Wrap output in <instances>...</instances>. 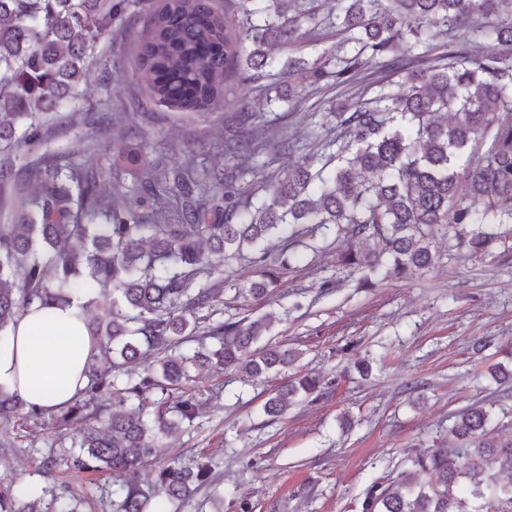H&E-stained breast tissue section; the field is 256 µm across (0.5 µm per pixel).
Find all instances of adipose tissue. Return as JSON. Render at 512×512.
Returning <instances> with one entry per match:
<instances>
[{"mask_svg":"<svg viewBox=\"0 0 512 512\" xmlns=\"http://www.w3.org/2000/svg\"><path fill=\"white\" fill-rule=\"evenodd\" d=\"M89 297L83 288L76 302L32 306L0 336V391L43 408L79 396L93 347L82 308Z\"/></svg>","mask_w":512,"mask_h":512,"instance_id":"ef3b65f1","label":"adipose tissue"}]
</instances>
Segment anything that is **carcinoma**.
<instances>
[{
  "label": "carcinoma",
  "mask_w": 512,
  "mask_h": 512,
  "mask_svg": "<svg viewBox=\"0 0 512 512\" xmlns=\"http://www.w3.org/2000/svg\"><path fill=\"white\" fill-rule=\"evenodd\" d=\"M321 2L292 0L289 14L285 0H0V335L33 304L68 303L77 288L94 292L84 309L104 310L87 317V385L62 408L80 438L46 449L30 441L28 461L47 482L1 479L0 512H86L92 501L102 512H161L162 501L188 500L213 481L216 464L175 458L143 479L162 440L198 417L188 394L195 375L232 369L255 381L302 352L259 345L272 328L263 317L193 320L223 292L212 255L228 263L251 253L258 278L235 296L260 301L296 257H273L265 242L291 241L300 225L344 235L338 265L363 272L368 286L432 267L439 230L475 253L512 233L486 231L512 224V0H337L327 15ZM136 3L148 20L134 38L143 88L134 111L66 115L72 126L117 129L112 169L133 172L135 187L106 192L93 147L80 163L45 147L59 108L111 77L98 45L123 32ZM475 15L487 18L478 30L487 48L468 55L453 37ZM270 45L283 56H270ZM368 68L399 80L305 113L313 145L304 152L283 137L280 147L300 155L281 176L269 172L273 158L259 161L273 132L266 113L223 111L256 82L270 103L289 104L310 86L353 84ZM155 105L224 122L232 164L210 171L194 148L172 155L162 141L145 159ZM301 393L322 396L320 379L283 376L264 413L283 417ZM489 416L479 403L458 412L451 435L460 446L412 459L432 481L416 488L403 471L376 483L363 512H512V488L496 478L512 474V443L488 436ZM53 418L0 392V449L14 447L16 421ZM62 465L112 486L49 481ZM465 476L475 507L459 496Z\"/></svg>",
  "instance_id": "1"
}]
</instances>
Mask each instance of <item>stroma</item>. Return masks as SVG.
<instances>
[{"label": "stroma", "instance_id": "obj_1", "mask_svg": "<svg viewBox=\"0 0 512 512\" xmlns=\"http://www.w3.org/2000/svg\"><path fill=\"white\" fill-rule=\"evenodd\" d=\"M125 25L128 35H108L100 44L113 80L80 89V111L122 112L139 94L133 35L143 26L142 11ZM391 78L371 68L353 87L307 88L283 130L309 142L304 113L332 99L372 96L379 81ZM155 112L159 135L180 148L205 138L211 148L202 164L227 165L220 126L182 120L164 106ZM344 245L340 235L315 237L266 300L238 299L228 287L200 311L212 321L270 316L272 343L299 349L297 371L319 375L331 391L274 419L263 405L280 376L251 384L229 370L199 377L191 386L198 418L167 436L156 459L214 458L216 480L165 512H212L216 496L224 512H238L243 502L250 512H362L373 483L406 470L419 452L453 445L454 413L480 399L492 406V434L512 442V380L492 375L496 367L512 370V236L477 254L437 238L433 268L373 288L362 287L361 273L337 266ZM364 362L365 376L358 371Z\"/></svg>", "mask_w": 512, "mask_h": 512}]
</instances>
